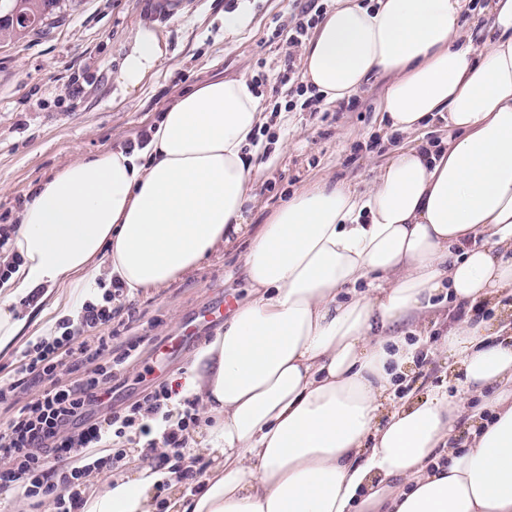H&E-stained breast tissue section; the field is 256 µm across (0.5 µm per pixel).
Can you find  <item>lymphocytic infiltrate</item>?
<instances>
[{
  "instance_id": "f902f5d3",
  "label": "lymphocytic infiltrate",
  "mask_w": 512,
  "mask_h": 512,
  "mask_svg": "<svg viewBox=\"0 0 512 512\" xmlns=\"http://www.w3.org/2000/svg\"><path fill=\"white\" fill-rule=\"evenodd\" d=\"M299 19L280 49L284 55L283 81L294 80L296 52L326 15L321 0H305ZM122 285L105 290L101 302L85 301L76 318L64 317L45 336L23 350L16 375L0 377V403L24 385L43 390L0 427V487H21L32 512L51 506L52 512H81L84 499L79 480L94 471L121 463L132 444L143 447L146 459L169 467L178 480L196 481L199 455L189 448V437L199 421V402L183 400L180 416H172V394L166 385L154 387L142 400L122 408L110 404L112 383L121 365L140 345L134 338L113 347L112 339L97 330L112 321L111 302L122 295ZM93 362L76 384L56 381L66 363ZM110 444V454L70 472L54 469V461L86 449Z\"/></svg>"
}]
</instances>
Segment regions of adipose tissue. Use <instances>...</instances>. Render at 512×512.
<instances>
[{
  "instance_id": "adipose-tissue-1",
  "label": "adipose tissue",
  "mask_w": 512,
  "mask_h": 512,
  "mask_svg": "<svg viewBox=\"0 0 512 512\" xmlns=\"http://www.w3.org/2000/svg\"><path fill=\"white\" fill-rule=\"evenodd\" d=\"M464 0H343L303 53L329 102L387 76L382 120L429 119L446 140L401 149L364 192L320 181L293 192L250 240L251 300L199 352L181 393L212 420L197 490L143 466L107 479L83 512H512V330L465 317L442 349L465 387L492 388L468 436L447 391L389 406L420 348L391 328L445 295L512 304V0H490L482 54L463 41ZM143 23L116 75L139 88L165 59ZM246 79L179 93L141 151L76 160L19 213V256L0 282V352L27 325L100 298L99 278L158 290L244 229L262 119ZM167 486L165 505L154 490Z\"/></svg>"
}]
</instances>
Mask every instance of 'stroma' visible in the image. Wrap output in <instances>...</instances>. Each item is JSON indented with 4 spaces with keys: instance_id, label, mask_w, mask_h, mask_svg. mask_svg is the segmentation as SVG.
<instances>
[{
    "instance_id": "1",
    "label": "stroma",
    "mask_w": 512,
    "mask_h": 512,
    "mask_svg": "<svg viewBox=\"0 0 512 512\" xmlns=\"http://www.w3.org/2000/svg\"><path fill=\"white\" fill-rule=\"evenodd\" d=\"M294 7L293 0H61L53 25L0 48V225L13 223L38 181L79 157L124 147L158 120L178 92L211 79L245 78L256 84L265 109L282 107L254 159L257 175L244 212L249 234L292 192L321 177L363 191L399 148L447 137L441 122L391 137L381 122L385 76L360 88L355 109L323 101L315 112L287 110L295 87L280 83L281 52L269 37L290 23ZM235 11L245 22L225 35L224 16ZM148 20L165 32L166 60L128 92L115 74ZM248 245L247 237L232 238L166 288L123 294L112 327L129 323L141 342L114 390V407L139 400L161 382L178 390L198 346L223 332V323L199 327L197 347L179 353L164 370L153 368L155 351L168 337L185 335L211 304L248 299L242 274ZM442 385L467 406L480 401L474 391H459L447 355L418 359L409 392L417 397Z\"/></svg>"
}]
</instances>
